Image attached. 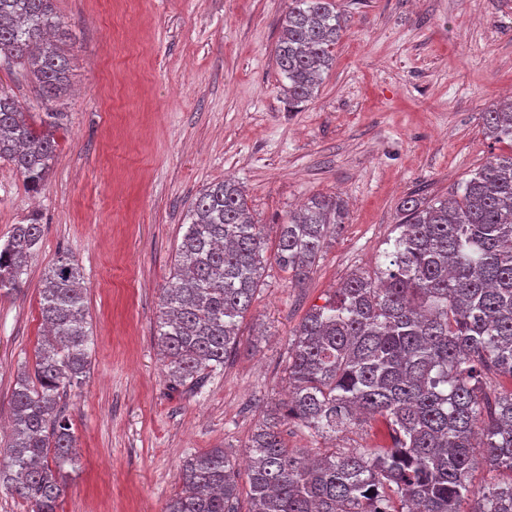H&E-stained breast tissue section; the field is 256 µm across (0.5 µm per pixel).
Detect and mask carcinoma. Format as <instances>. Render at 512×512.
<instances>
[{"mask_svg": "<svg viewBox=\"0 0 512 512\" xmlns=\"http://www.w3.org/2000/svg\"><path fill=\"white\" fill-rule=\"evenodd\" d=\"M347 28L336 0H288L275 51L288 105L313 96ZM0 59L25 66L46 100H59L69 59L54 0H0ZM44 116L32 122L0 85V162L35 193L67 113ZM482 121L490 138L512 146V100ZM400 211L398 235L375 269L349 274L294 330L289 398L264 412L248 445V512H512V388L492 399L484 391L490 372L512 381V153L490 157L443 198L408 195ZM189 216L156 329L173 388L223 369L266 265L302 283L348 213L337 195L312 197L277 225L271 253L231 180L199 193ZM41 237L34 214L13 225L0 243V290L20 288ZM40 295L47 334L11 394L0 490L31 512H57L65 467L77 464L61 400L90 363L78 264L59 258ZM286 419L321 437L373 419L389 443L311 460L286 445ZM482 461L502 479L476 489L470 474ZM238 501L233 462L209 448L186 458L163 512H239Z\"/></svg>", "mask_w": 512, "mask_h": 512, "instance_id": "obj_1", "label": "carcinoma"}]
</instances>
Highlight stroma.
<instances>
[{"mask_svg":"<svg viewBox=\"0 0 512 512\" xmlns=\"http://www.w3.org/2000/svg\"><path fill=\"white\" fill-rule=\"evenodd\" d=\"M348 29L314 96L289 108L274 49L288 0H55L68 35V117L39 192L0 162V238L44 228L21 289L0 296V424L42 331L39 289L60 255L87 288L91 364L63 400L78 462L58 512H162L191 454L237 470L265 406L287 395L288 344L306 312L374 266L411 192L447 196L512 147L482 112L512 95V0H337ZM232 179L267 236L315 195L348 218L303 285L268 266L241 349L191 392L171 390L154 330L194 198ZM369 421L328 441L285 421L310 455L380 445Z\"/></svg>","mask_w":512,"mask_h":512,"instance_id":"35a3bbf8","label":"stroma"}]
</instances>
